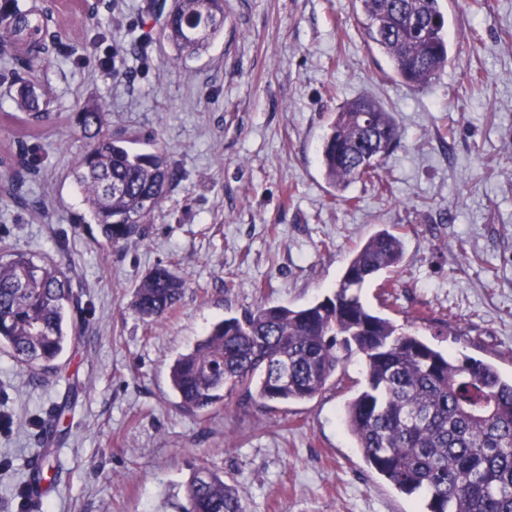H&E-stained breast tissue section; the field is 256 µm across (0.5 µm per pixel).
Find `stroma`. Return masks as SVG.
<instances>
[{
	"label": "stroma",
	"instance_id": "1",
	"mask_svg": "<svg viewBox=\"0 0 512 512\" xmlns=\"http://www.w3.org/2000/svg\"><path fill=\"white\" fill-rule=\"evenodd\" d=\"M162 0H100L67 18L62 65L44 69L52 118L17 112L22 70L0 61V165L37 163L39 209L0 197V249L58 257L86 311L77 346L48 375L0 352V512H179L208 466L246 512H418L367 464L341 420L361 387L359 357L313 399L262 406L244 392L225 410L185 411L169 382L180 353L224 317L264 303L303 307L330 294L351 253L381 229L403 259L362 299L449 355L512 375V0L444 6L449 62L414 89L366 41L353 0H224V30L177 58ZM114 51L112 67L100 66ZM367 93L394 114L397 149L383 184L332 196L322 141L339 105ZM104 105V133L157 138L178 171L142 240L103 247L68 174L87 145L79 107ZM165 265L186 282L159 323L132 310L137 285ZM393 284L382 299L380 285ZM71 407L57 415L56 406ZM57 418L41 506L17 496L38 448L35 421Z\"/></svg>",
	"mask_w": 512,
	"mask_h": 512
}]
</instances>
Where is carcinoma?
I'll list each match as a JSON object with an SVG mask.
<instances>
[{
	"label": "carcinoma",
	"mask_w": 512,
	"mask_h": 512,
	"mask_svg": "<svg viewBox=\"0 0 512 512\" xmlns=\"http://www.w3.org/2000/svg\"><path fill=\"white\" fill-rule=\"evenodd\" d=\"M364 16L367 43L390 61L394 76L413 88L431 85L448 66L445 17L439 0H354ZM15 25L0 41L24 44L40 18L15 4ZM419 22L436 18L429 34ZM180 58L207 50L224 30V0H174L163 22ZM19 107L41 124L33 86ZM106 112L76 113L89 149L76 158L71 179L87 214L110 247L144 236L148 217L175 180L157 139L100 135ZM400 142L391 112L365 95L345 100L327 133L321 164L336 194L381 179L385 159ZM32 164L7 176L12 197L28 206ZM401 239L389 230L370 236L350 256L334 291L305 307L263 304L213 325L170 369L180 406L205 413L227 406L236 391L264 402L313 399L343 360L363 357L365 382L345 404V429L367 463L396 490L421 494L424 512H512V378L491 363L452 357L403 330L361 300L365 284L398 266ZM184 280L158 265L138 285L132 309L153 323L181 299ZM85 317L80 294L62 263L26 251L0 253V351L31 371L51 373L75 344ZM288 367V379L280 368ZM183 512H246L238 490L201 467L186 485Z\"/></svg>",
	"instance_id": "obj_1"
}]
</instances>
